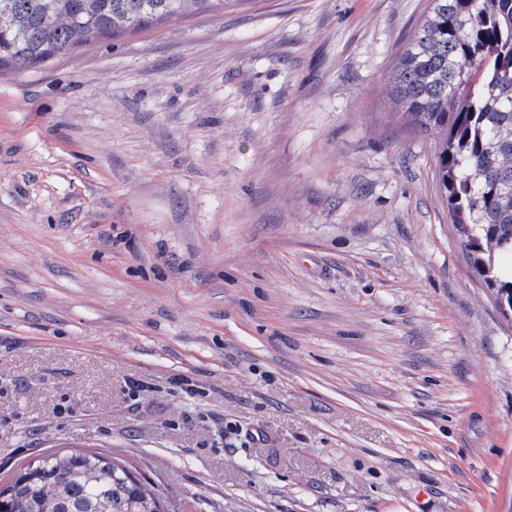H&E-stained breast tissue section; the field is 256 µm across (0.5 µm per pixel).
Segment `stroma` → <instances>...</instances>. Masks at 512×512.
I'll return each mask as SVG.
<instances>
[{
    "mask_svg": "<svg viewBox=\"0 0 512 512\" xmlns=\"http://www.w3.org/2000/svg\"><path fill=\"white\" fill-rule=\"evenodd\" d=\"M428 5L0 73V478L96 448L179 512H512V312L386 89Z\"/></svg>",
    "mask_w": 512,
    "mask_h": 512,
    "instance_id": "1",
    "label": "stroma"
}]
</instances>
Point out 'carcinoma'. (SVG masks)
<instances>
[{"mask_svg":"<svg viewBox=\"0 0 512 512\" xmlns=\"http://www.w3.org/2000/svg\"><path fill=\"white\" fill-rule=\"evenodd\" d=\"M234 0H0V70L42 66L164 19ZM386 88L431 136L439 187L487 287L512 311V0H430ZM168 497L112 454L38 455L0 485V512H167Z\"/></svg>","mask_w":512,"mask_h":512,"instance_id":"obj_1","label":"carcinoma"}]
</instances>
